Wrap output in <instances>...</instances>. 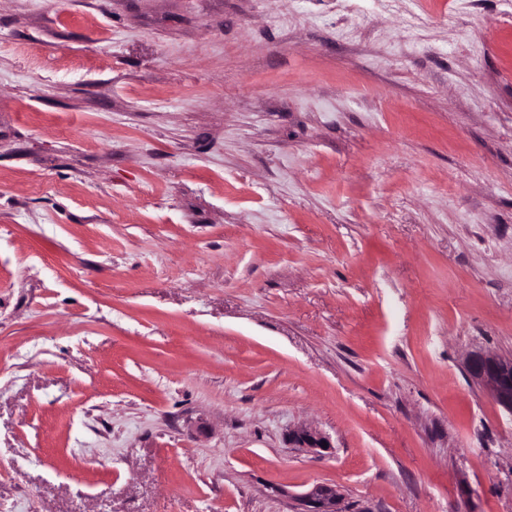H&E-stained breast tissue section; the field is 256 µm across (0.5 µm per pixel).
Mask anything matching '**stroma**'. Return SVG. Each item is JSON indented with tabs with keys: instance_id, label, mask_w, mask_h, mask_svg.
<instances>
[{
	"instance_id": "35a3bbf8",
	"label": "stroma",
	"mask_w": 512,
	"mask_h": 512,
	"mask_svg": "<svg viewBox=\"0 0 512 512\" xmlns=\"http://www.w3.org/2000/svg\"><path fill=\"white\" fill-rule=\"evenodd\" d=\"M479 350L512 0H0V512H512ZM305 508L300 512H337L336 494L326 486L317 485L301 496Z\"/></svg>"
}]
</instances>
